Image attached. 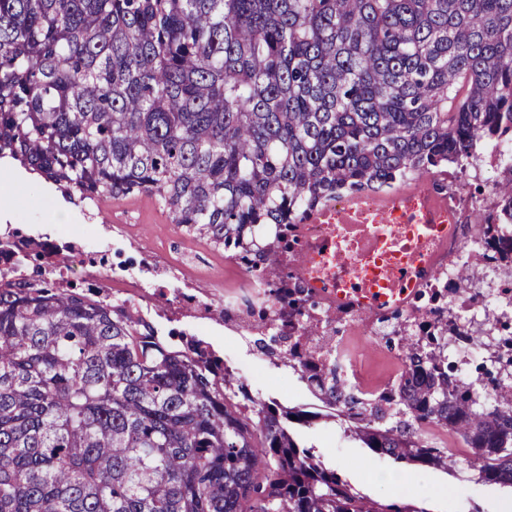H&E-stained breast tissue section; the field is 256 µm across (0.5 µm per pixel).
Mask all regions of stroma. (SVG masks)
<instances>
[{"label":"stroma","mask_w":512,"mask_h":512,"mask_svg":"<svg viewBox=\"0 0 512 512\" xmlns=\"http://www.w3.org/2000/svg\"><path fill=\"white\" fill-rule=\"evenodd\" d=\"M12 221L16 224H51L60 208H68L75 224H94L97 228L111 227L112 219L130 215V236L137 242L155 247L164 245L179 235L165 212L152 198L132 196L117 200L114 207L95 216L84 215L80 207L65 206L58 192L48 190L44 179L21 182L15 188ZM204 339L220 353L230 352L236 364L245 370L253 394L266 400L292 406L296 395L306 387L298 375L277 359L255 352L252 340L238 336L215 335L207 332ZM295 439L312 449L314 455L364 494L383 500L425 501L432 512H501V503L512 497V491L496 485L475 483L471 471H459L450 476L440 470H426L417 465L399 464L392 459L373 454L352 438L343 426L332 422L293 425ZM402 471L409 477L405 487L396 489L382 484L379 474Z\"/></svg>","instance_id":"1"}]
</instances>
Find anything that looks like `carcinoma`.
<instances>
[{
	"mask_svg": "<svg viewBox=\"0 0 512 512\" xmlns=\"http://www.w3.org/2000/svg\"><path fill=\"white\" fill-rule=\"evenodd\" d=\"M512 132V0H0V159L88 208L153 197L181 232L273 264L267 224ZM512 224V168L495 184ZM397 399L363 401L273 334L373 453L512 489V399L397 336ZM430 420L465 447L420 445ZM0 512H431L300 448L205 342L138 306L0 280Z\"/></svg>",
	"mask_w": 512,
	"mask_h": 512,
	"instance_id": "cac0c4a2",
	"label": "carcinoma"
}]
</instances>
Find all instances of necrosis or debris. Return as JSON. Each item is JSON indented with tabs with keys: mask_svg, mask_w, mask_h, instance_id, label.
Listing matches in <instances>:
<instances>
[{
	"mask_svg": "<svg viewBox=\"0 0 512 512\" xmlns=\"http://www.w3.org/2000/svg\"><path fill=\"white\" fill-rule=\"evenodd\" d=\"M512 167V137L486 139L477 157L455 163L423 178H408L385 189L360 193L365 211L393 200L408 207V230L427 223L433 205L454 217L450 235L432 240L428 266H410L414 292L409 301L373 310L357 298L336 303L331 291L360 282L369 273L365 255L353 243L347 208L351 197L333 201L331 224L281 225L279 262L268 268L249 257L225 254L224 266L235 279L215 296L200 295L193 277L215 278L195 241L182 236L158 249H146L125 233L101 235L93 229L58 230L9 224L0 230V271L12 269L20 254H34L39 275L58 288H77L118 301L145 302L170 328L190 331L222 328L241 336L264 334L274 327L287 342H307L305 322L331 337L337 371L360 393L394 389L407 370L404 355L388 344L391 336H427L459 329L458 344L449 346L448 363L458 383L475 386L487 404H497L494 389L478 371L485 363L512 367V226L493 223L498 205L496 178ZM311 296L316 306L308 321L294 315L289 299ZM363 336L385 352L391 381L369 385L349 337Z\"/></svg>",
	"mask_w": 512,
	"mask_h": 512,
	"instance_id": "1",
	"label": "necrosis or debris"
}]
</instances>
